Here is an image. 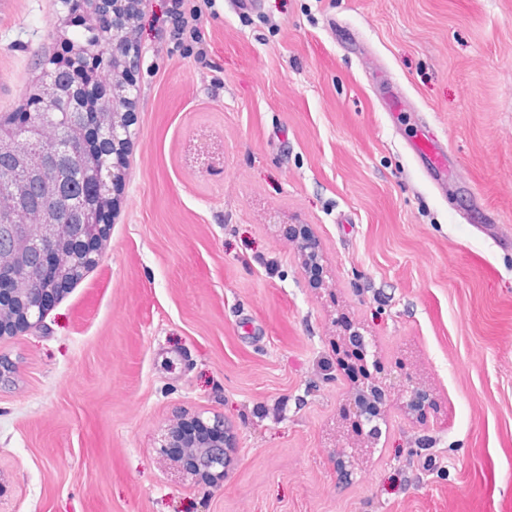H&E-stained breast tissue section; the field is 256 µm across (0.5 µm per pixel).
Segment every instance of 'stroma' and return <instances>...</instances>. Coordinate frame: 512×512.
Instances as JSON below:
<instances>
[{"mask_svg":"<svg viewBox=\"0 0 512 512\" xmlns=\"http://www.w3.org/2000/svg\"><path fill=\"white\" fill-rule=\"evenodd\" d=\"M11 2L0 113L76 33L62 0ZM165 4L135 23L99 260L0 338V512H512V0H213L207 66ZM424 127L443 190L407 146ZM340 316L429 396L384 404L376 445L341 415ZM186 415L234 436L217 483L159 447Z\"/></svg>","mask_w":512,"mask_h":512,"instance_id":"1","label":"stroma"}]
</instances>
